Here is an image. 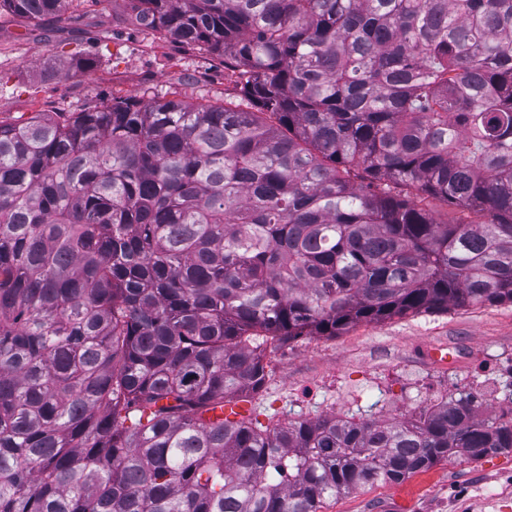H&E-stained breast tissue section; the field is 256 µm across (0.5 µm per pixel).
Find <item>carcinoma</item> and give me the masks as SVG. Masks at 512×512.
<instances>
[{"label": "carcinoma", "mask_w": 512, "mask_h": 512, "mask_svg": "<svg viewBox=\"0 0 512 512\" xmlns=\"http://www.w3.org/2000/svg\"><path fill=\"white\" fill-rule=\"evenodd\" d=\"M133 7L240 102L0 120V512H320L511 453L470 392L391 422L207 414L264 387L270 341L512 303V0Z\"/></svg>", "instance_id": "cac0c4a2"}]
</instances>
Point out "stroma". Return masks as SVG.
Wrapping results in <instances>:
<instances>
[{"label": "stroma", "mask_w": 512, "mask_h": 512, "mask_svg": "<svg viewBox=\"0 0 512 512\" xmlns=\"http://www.w3.org/2000/svg\"><path fill=\"white\" fill-rule=\"evenodd\" d=\"M81 56L94 72H76ZM237 77L223 58L142 27L129 0H69L60 17L0 13V119L78 112L112 99L171 98L220 105ZM446 345L448 362L430 363ZM269 375L254 394L262 423L362 415L399 421L457 390L478 392L512 418L502 387L512 376V303L361 323L336 337L269 346ZM322 512H512V453L443 460L401 484L328 500Z\"/></svg>", "instance_id": "35a3bbf8"}]
</instances>
